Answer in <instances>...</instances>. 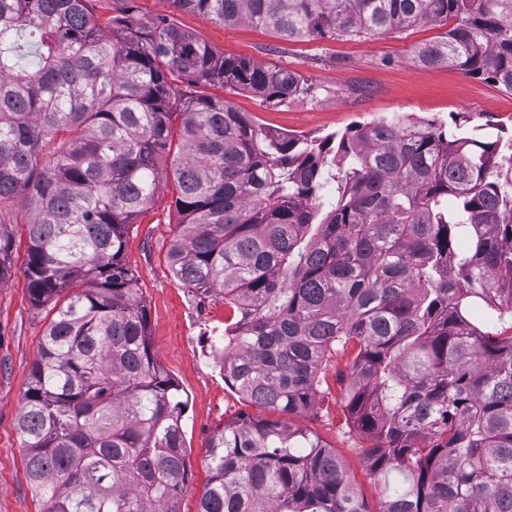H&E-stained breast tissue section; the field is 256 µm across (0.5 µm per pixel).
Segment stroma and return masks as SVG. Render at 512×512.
I'll list each match as a JSON object with an SVG mask.
<instances>
[{
  "instance_id": "stroma-1",
  "label": "stroma",
  "mask_w": 512,
  "mask_h": 512,
  "mask_svg": "<svg viewBox=\"0 0 512 512\" xmlns=\"http://www.w3.org/2000/svg\"><path fill=\"white\" fill-rule=\"evenodd\" d=\"M136 3V18L142 23L164 18L224 55L298 72L310 94L279 107L229 87L208 90L212 96L224 95L271 132L318 138L396 116L435 120L450 131L458 112L466 114L468 127H482L490 135L501 127L512 132V92L455 68H426L415 62L416 47L439 39L444 27L424 25L372 37L288 42L249 24L228 28L208 16L176 10L170 0ZM174 201L173 187H166L131 226L124 258L140 275L138 295L148 310L152 349L178 383L186 403L183 429L189 476L181 509L197 512L211 476L205 460L208 438L224 421L256 417L260 410L225 386L224 373L209 354L229 315L223 295L197 292L171 272L167 254L179 232ZM24 261V251H17L11 278L0 283V512L42 510L26 479L17 418L39 341L53 313L34 306L26 288ZM341 398L339 388H332L325 401L296 418L295 424L336 449L374 507L378 497L357 453L368 440L349 431Z\"/></svg>"
}]
</instances>
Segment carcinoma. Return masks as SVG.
I'll list each match as a JSON object with an SVG mask.
<instances>
[{"instance_id": "obj_1", "label": "carcinoma", "mask_w": 512, "mask_h": 512, "mask_svg": "<svg viewBox=\"0 0 512 512\" xmlns=\"http://www.w3.org/2000/svg\"><path fill=\"white\" fill-rule=\"evenodd\" d=\"M90 2L0 0V283L18 207L26 286L54 311L17 420L43 512H180L186 403L124 260L169 160L171 270L224 295V384L273 414L212 433L197 512H372L336 449L291 422L333 360L377 512H512V334L495 331L512 316V136L409 118L271 133L194 87L280 106L309 92L298 73L131 6L101 24ZM171 2L288 41L453 19L415 62L512 92V0Z\"/></svg>"}]
</instances>
